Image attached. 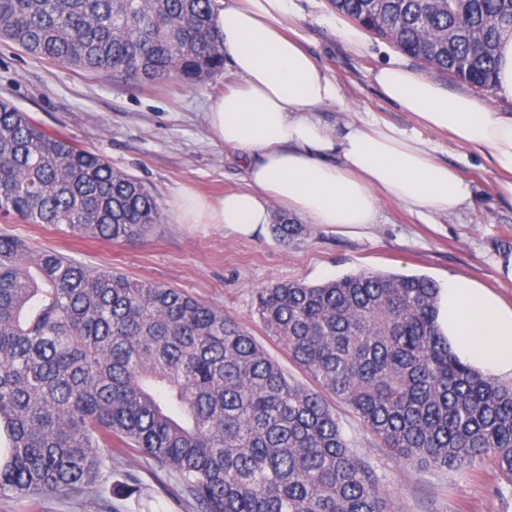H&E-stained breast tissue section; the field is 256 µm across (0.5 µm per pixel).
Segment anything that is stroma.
<instances>
[{
  "instance_id": "stroma-1",
  "label": "stroma",
  "mask_w": 512,
  "mask_h": 512,
  "mask_svg": "<svg viewBox=\"0 0 512 512\" xmlns=\"http://www.w3.org/2000/svg\"><path fill=\"white\" fill-rule=\"evenodd\" d=\"M302 15L290 26L341 88L354 112L397 116L394 103L371 79L378 67L399 62L422 69L390 42L370 36L358 54L334 34L338 14L331 0H296ZM237 77L225 70L188 85L175 79L149 82L93 74L34 58L0 41V99L27 112L46 131L62 134L141 180L156 196L160 224L141 239L86 240L49 224L0 217V234L26 240L32 249L54 250L93 270H116L184 293L240 322L285 374L311 380L282 344L269 337L255 313L258 290L278 281L319 285L360 271L426 275L443 282L450 274L476 280L512 300V282L496 262L512 254V205L501 203L489 165L469 148L442 142L440 158L461 172L474 191L473 207L447 219L421 218L393 203L382 206L377 224L349 236L310 224L284 242L271 226L244 236L220 224H182L177 204L184 191L214 199L246 188L237 154L213 141L204 114ZM336 414L345 436L371 462L399 512H512V487L491 457L473 468L419 467L379 448L377 440L345 405ZM0 512H194L175 475L133 448L113 454L99 487L60 498L0 497Z\"/></svg>"
}]
</instances>
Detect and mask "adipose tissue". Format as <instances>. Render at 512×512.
<instances>
[{"mask_svg": "<svg viewBox=\"0 0 512 512\" xmlns=\"http://www.w3.org/2000/svg\"><path fill=\"white\" fill-rule=\"evenodd\" d=\"M215 26L224 62L239 78L206 112L215 140L236 151L249 187L213 201L183 197V224H221L249 234L273 208L356 235L376 223L382 200L419 215L457 214L471 184L437 156L438 137L471 148L490 165L496 191L512 203V112L467 91L446 90L421 71L391 63L372 80L398 119L345 117L334 133L317 116L341 101L326 69L289 36L293 0H218ZM436 323L449 351L492 379H512V303L482 283L451 274Z\"/></svg>", "mask_w": 512, "mask_h": 512, "instance_id": "obj_1", "label": "adipose tissue"}]
</instances>
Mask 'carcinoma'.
<instances>
[{
    "mask_svg": "<svg viewBox=\"0 0 512 512\" xmlns=\"http://www.w3.org/2000/svg\"><path fill=\"white\" fill-rule=\"evenodd\" d=\"M439 74L490 89L512 0H332ZM215 0H0V39L85 72L201 82L224 69ZM0 215L90 239L160 222L135 177L0 100ZM276 237L304 225L281 217ZM423 275L276 282L256 314L323 391L288 379L251 333L182 291L92 270L0 235V496L96 485L116 443L173 471L198 512H397L328 392L391 454L512 486V385L461 364Z\"/></svg>",
    "mask_w": 512,
    "mask_h": 512,
    "instance_id": "cac0c4a2",
    "label": "carcinoma"
}]
</instances>
